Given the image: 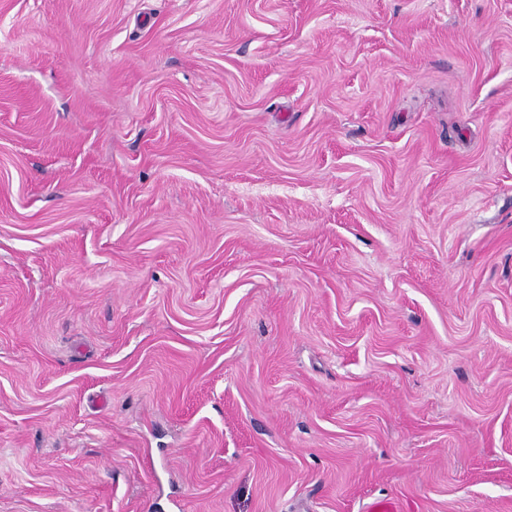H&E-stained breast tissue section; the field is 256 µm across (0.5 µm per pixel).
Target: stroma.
Returning <instances> with one entry per match:
<instances>
[{
    "mask_svg": "<svg viewBox=\"0 0 512 512\" xmlns=\"http://www.w3.org/2000/svg\"><path fill=\"white\" fill-rule=\"evenodd\" d=\"M512 512V0H0V512Z\"/></svg>",
    "mask_w": 512,
    "mask_h": 512,
    "instance_id": "stroma-1",
    "label": "stroma"
}]
</instances>
